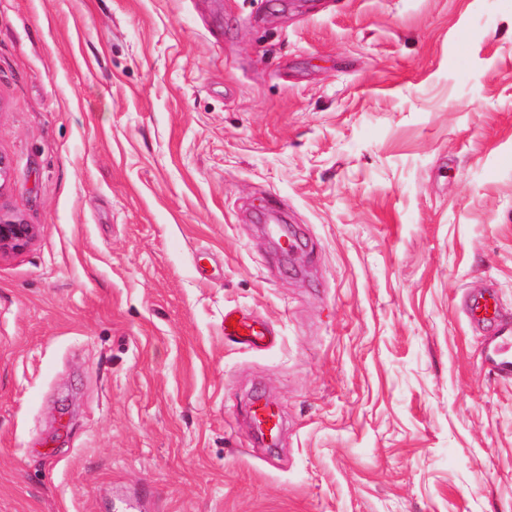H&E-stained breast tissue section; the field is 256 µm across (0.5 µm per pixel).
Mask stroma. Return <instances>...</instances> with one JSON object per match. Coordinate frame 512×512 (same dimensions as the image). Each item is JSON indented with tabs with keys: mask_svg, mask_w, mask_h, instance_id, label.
I'll return each mask as SVG.
<instances>
[{
	"mask_svg": "<svg viewBox=\"0 0 512 512\" xmlns=\"http://www.w3.org/2000/svg\"><path fill=\"white\" fill-rule=\"evenodd\" d=\"M0 155V512H512V0H0ZM32 225L0 216V251L4 248L20 249L32 239ZM466 309L473 324L490 322L499 314L498 298L493 293L469 296L466 300ZM230 320H236V327L231 326ZM232 327V330H229ZM240 327V330H237ZM267 329L258 328L256 323L237 317L233 311L224 312V337L247 347H260L267 339ZM509 333L501 331L494 336L485 338V354L493 368L503 376L512 375V355L508 353L509 344L512 348V336H505ZM248 415L255 426L263 432V428H267L269 432V446H276L278 438L274 436L276 428H280L278 413L274 410L269 402L262 403L261 400H256L251 403L248 408Z\"/></svg>",
	"mask_w": 512,
	"mask_h": 512,
	"instance_id": "35a3bbf8",
	"label": "stroma"
}]
</instances>
